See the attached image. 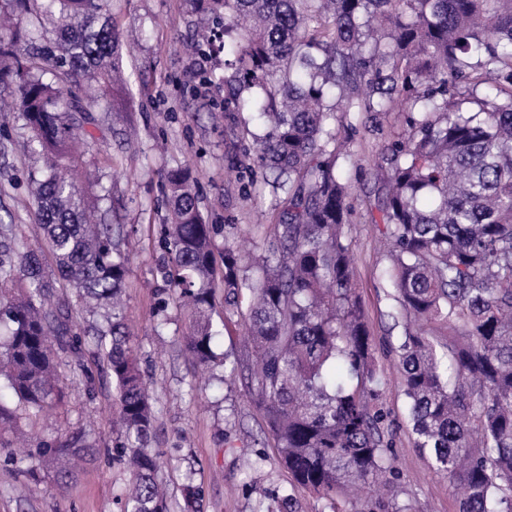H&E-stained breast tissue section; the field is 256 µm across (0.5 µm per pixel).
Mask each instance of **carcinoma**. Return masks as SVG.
Segmentation results:
<instances>
[{"label": "carcinoma", "mask_w": 512, "mask_h": 512, "mask_svg": "<svg viewBox=\"0 0 512 512\" xmlns=\"http://www.w3.org/2000/svg\"><path fill=\"white\" fill-rule=\"evenodd\" d=\"M15 0L49 17L52 44L24 45L18 111L49 164L33 193L42 244L0 243V429L41 414L62 395L52 339L66 335L45 309L58 277L91 312L115 390L130 483L121 512H168L159 455L147 446L155 413L124 321L125 258L112 225L91 224L84 197L58 160L80 127L79 100L42 79L86 73L103 84L118 72L119 43L102 0ZM224 22L210 46L224 53V111L258 115L259 164L285 195L275 246L256 277L237 248L217 251L214 228L181 170L168 176L173 221L167 277L191 315L186 351L203 369L239 363L216 353V289L224 313L244 318L256 357L248 393L293 486L337 501L352 486L394 484L380 404L383 369L356 294L344 234L358 199L344 169L341 132L384 133L380 116L400 103L406 133L387 138L375 178L388 264L403 321L395 352L416 448L463 489L459 512H512V0H204ZM15 281L20 290L8 287ZM84 433L40 440L8 459L54 460L65 474L88 449ZM202 490L183 488V512H202Z\"/></svg>", "instance_id": "obj_1"}]
</instances>
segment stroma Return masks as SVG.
<instances>
[{
    "mask_svg": "<svg viewBox=\"0 0 512 512\" xmlns=\"http://www.w3.org/2000/svg\"><path fill=\"white\" fill-rule=\"evenodd\" d=\"M109 14L120 36L124 80L105 89L84 76L63 82L86 110L68 163L82 173L98 222L111 225L112 245L127 260L125 323L155 411L149 445L160 456L170 512H181L182 488L189 482L204 490L203 512H264L271 498L288 493L300 512H332L328 501L292 487L247 396L250 359L240 339L241 323H227L219 344L220 352L239 360L236 377L226 380L221 370H197L184 353L189 319L165 276L164 228L171 221L167 175L180 169L196 182L199 208L216 230V245H237L247 275L258 274L280 209V198L264 182L243 135L260 127L247 113L212 116L218 93L200 80L205 73L224 78V58L201 54L209 31L198 22L196 0H109ZM383 146V138L365 131L353 136L350 149L365 170L358 177L361 201L345 231L357 293L384 370L381 404L399 473L398 501L416 512H458L455 485L415 446L391 350L397 304L380 277L387 250L365 205L380 191L370 169ZM45 167L21 114L0 112V228H9L16 243L41 240L31 188ZM45 270L53 308L67 315L72 332H82L89 314L72 286L59 280L53 263ZM54 352L64 375L63 401L50 418L29 419L22 426L40 439H64L84 429L94 449L63 479L43 466L29 475L25 464L8 462L0 452V512H120L116 497L128 471L112 431L113 385L90 350L78 353L58 344ZM88 373L95 377L91 393L84 382Z\"/></svg>",
    "mask_w": 512,
    "mask_h": 512,
    "instance_id": "obj_1",
    "label": "stroma"
}]
</instances>
